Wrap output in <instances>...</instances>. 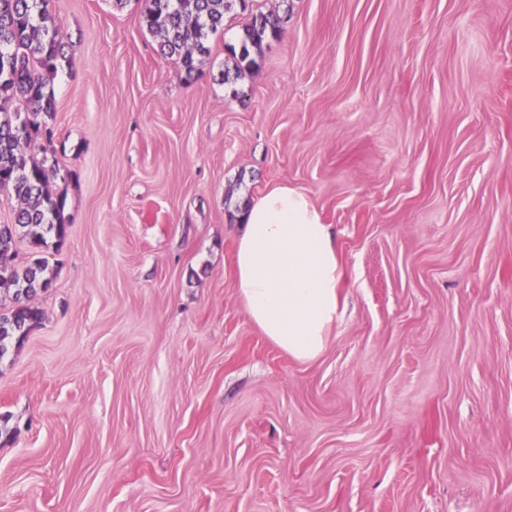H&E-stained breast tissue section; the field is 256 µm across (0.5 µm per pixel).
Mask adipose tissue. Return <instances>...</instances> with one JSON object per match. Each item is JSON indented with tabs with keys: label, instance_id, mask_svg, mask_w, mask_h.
Listing matches in <instances>:
<instances>
[{
	"label": "adipose tissue",
	"instance_id": "ef3b65f1",
	"mask_svg": "<svg viewBox=\"0 0 512 512\" xmlns=\"http://www.w3.org/2000/svg\"><path fill=\"white\" fill-rule=\"evenodd\" d=\"M238 218L234 276L250 320L294 359H316L343 297L331 226L306 193L285 184L264 192Z\"/></svg>",
	"mask_w": 512,
	"mask_h": 512
}]
</instances>
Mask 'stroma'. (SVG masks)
<instances>
[{
	"label": "stroma",
	"instance_id": "35a3bbf8",
	"mask_svg": "<svg viewBox=\"0 0 512 512\" xmlns=\"http://www.w3.org/2000/svg\"><path fill=\"white\" fill-rule=\"evenodd\" d=\"M64 246L0 359V512H512V0H250L225 83L143 0H52ZM330 224L346 309L296 360L249 319L236 215ZM279 20L272 14L249 11L248 19L242 26L240 33V50L235 56L234 78H238L242 71L250 69L256 64L252 52L258 51L263 42L279 34Z\"/></svg>",
	"mask_w": 512,
	"mask_h": 512
}]
</instances>
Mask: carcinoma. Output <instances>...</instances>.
I'll list each match as a JSON object with an SVG mask.
<instances>
[{
  "mask_svg": "<svg viewBox=\"0 0 512 512\" xmlns=\"http://www.w3.org/2000/svg\"><path fill=\"white\" fill-rule=\"evenodd\" d=\"M236 10L248 19L234 71L224 72L228 82L255 66L252 52L279 34L276 16L248 11V0H145L140 26L190 77L210 54L209 36ZM66 47L51 0H0V192L16 202L13 222L0 224V294L10 299L0 307V359L41 322L33 299L52 284L43 253L60 249L68 236L64 195L55 188L68 174L49 159L53 132L47 126L55 112L51 82L69 62ZM21 242L28 247L24 263L17 261Z\"/></svg>",
  "mask_w": 512,
  "mask_h": 512,
  "instance_id": "obj_1",
  "label": "carcinoma"
}]
</instances>
